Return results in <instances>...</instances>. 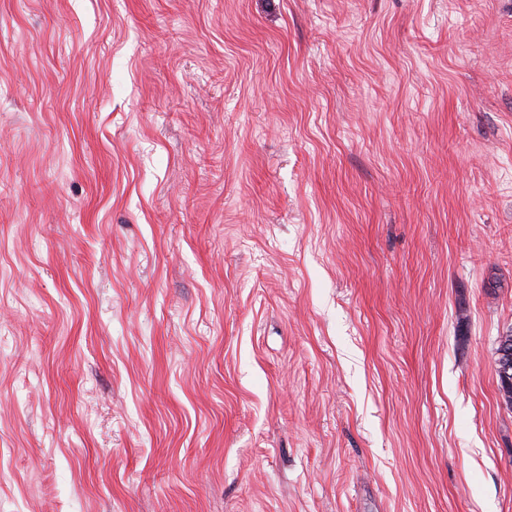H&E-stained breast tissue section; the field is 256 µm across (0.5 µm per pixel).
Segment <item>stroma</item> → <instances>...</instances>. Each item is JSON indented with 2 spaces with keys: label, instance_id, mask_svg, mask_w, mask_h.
<instances>
[{
  "label": "stroma",
  "instance_id": "35a3bbf8",
  "mask_svg": "<svg viewBox=\"0 0 512 512\" xmlns=\"http://www.w3.org/2000/svg\"><path fill=\"white\" fill-rule=\"evenodd\" d=\"M512 0H0V512H512ZM496 372L505 393L512 388V340L503 337L497 350Z\"/></svg>",
  "mask_w": 512,
  "mask_h": 512
}]
</instances>
